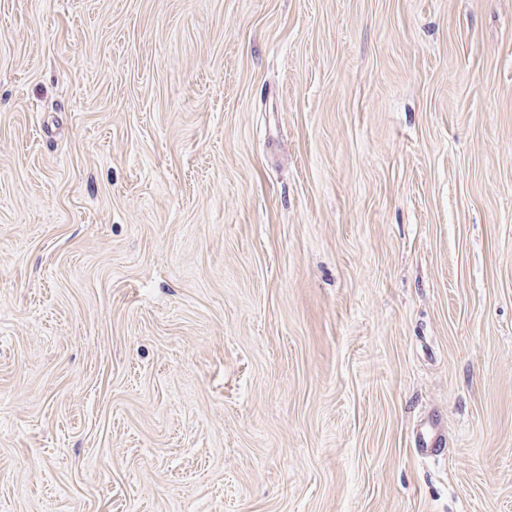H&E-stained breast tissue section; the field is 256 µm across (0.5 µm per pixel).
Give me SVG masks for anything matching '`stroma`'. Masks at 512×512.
<instances>
[{
  "instance_id": "35a3bbf8",
  "label": "stroma",
  "mask_w": 512,
  "mask_h": 512,
  "mask_svg": "<svg viewBox=\"0 0 512 512\" xmlns=\"http://www.w3.org/2000/svg\"><path fill=\"white\" fill-rule=\"evenodd\" d=\"M0 512H512V0H0Z\"/></svg>"
}]
</instances>
